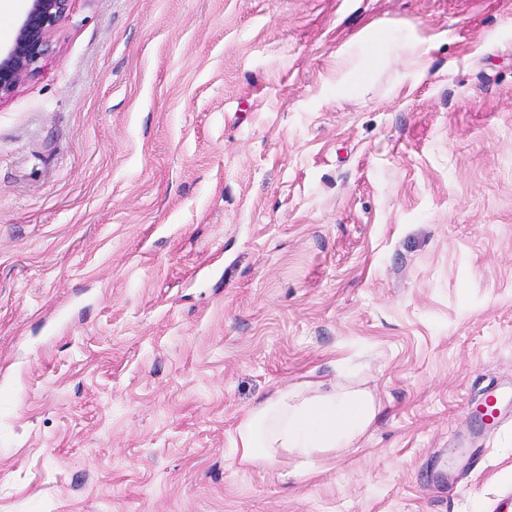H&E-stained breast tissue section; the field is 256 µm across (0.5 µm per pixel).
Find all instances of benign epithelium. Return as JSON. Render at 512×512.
Returning a JSON list of instances; mask_svg holds the SVG:
<instances>
[{
  "mask_svg": "<svg viewBox=\"0 0 512 512\" xmlns=\"http://www.w3.org/2000/svg\"><path fill=\"white\" fill-rule=\"evenodd\" d=\"M25 13L17 20L14 37L0 46V100L12 96L36 74L49 54L60 21L71 0H27Z\"/></svg>",
  "mask_w": 512,
  "mask_h": 512,
  "instance_id": "7a95c632",
  "label": "benign epithelium"
}]
</instances>
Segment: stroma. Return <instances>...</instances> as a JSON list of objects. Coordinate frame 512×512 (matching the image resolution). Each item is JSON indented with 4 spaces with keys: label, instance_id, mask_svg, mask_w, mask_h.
I'll list each match as a JSON object with an SVG mask.
<instances>
[{
    "label": "stroma",
    "instance_id": "35a3bbf8",
    "mask_svg": "<svg viewBox=\"0 0 512 512\" xmlns=\"http://www.w3.org/2000/svg\"><path fill=\"white\" fill-rule=\"evenodd\" d=\"M332 376L359 447L238 462ZM507 383L512 0H71L0 100V512H487ZM378 42H387L389 48L393 49H400L403 51V53L408 52L410 55H412L417 64L419 65L416 70L414 71L413 76L415 77H422L424 75V69L420 65L422 60L425 59V57L428 55L430 50V45L424 41V40H417V39H389L387 40L385 35L378 31L373 33L367 40L366 44L367 46H372L375 43ZM379 406L371 391L334 379L283 385L235 425L233 446L242 465L280 464L299 477L319 454L356 448ZM510 402L512 403L508 389L497 386L490 387L485 394L481 404L486 410L487 416L490 418V425L499 426L508 413Z\"/></svg>",
    "mask_w": 512,
    "mask_h": 512
}]
</instances>
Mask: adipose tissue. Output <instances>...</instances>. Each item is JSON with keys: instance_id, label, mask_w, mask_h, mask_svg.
Returning a JSON list of instances; mask_svg holds the SVG:
<instances>
[{"instance_id": "obj_1", "label": "adipose tissue", "mask_w": 512, "mask_h": 512, "mask_svg": "<svg viewBox=\"0 0 512 512\" xmlns=\"http://www.w3.org/2000/svg\"><path fill=\"white\" fill-rule=\"evenodd\" d=\"M379 406L371 391L329 379L283 385L235 425L241 464L294 460L302 476L313 457L355 447Z\"/></svg>"}]
</instances>
